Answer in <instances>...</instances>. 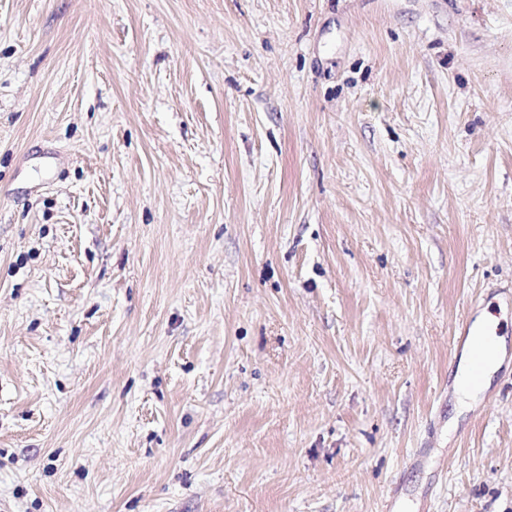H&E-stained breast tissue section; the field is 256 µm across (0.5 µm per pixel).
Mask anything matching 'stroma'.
Masks as SVG:
<instances>
[{"mask_svg":"<svg viewBox=\"0 0 512 512\" xmlns=\"http://www.w3.org/2000/svg\"><path fill=\"white\" fill-rule=\"evenodd\" d=\"M510 294L512 0H0V512H512ZM458 336L455 338L456 348L467 346L473 348V354L477 357H487L493 351L492 345L486 334L480 333L472 321L465 317L458 325Z\"/></svg>","mask_w":512,"mask_h":512,"instance_id":"stroma-1","label":"stroma"}]
</instances>
